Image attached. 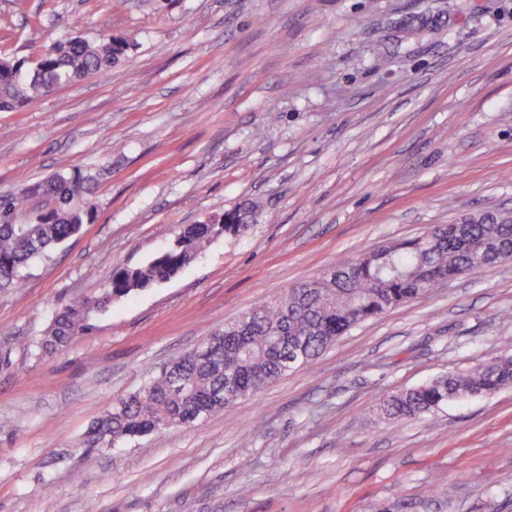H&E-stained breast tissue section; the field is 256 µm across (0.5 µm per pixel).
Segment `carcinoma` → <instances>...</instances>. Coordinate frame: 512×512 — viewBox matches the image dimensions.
Returning <instances> with one entry per match:
<instances>
[{"label":"carcinoma","instance_id":"obj_1","mask_svg":"<svg viewBox=\"0 0 512 512\" xmlns=\"http://www.w3.org/2000/svg\"><path fill=\"white\" fill-rule=\"evenodd\" d=\"M136 43L125 37L76 39L49 47L31 68L21 59L0 57V111L31 106L56 88L106 70L124 60ZM96 180L80 170L55 173L17 193H0V290L22 287L24 269L76 235L91 217L87 197ZM255 220L252 206H239L205 224L183 227L174 243L151 261L112 273L103 293L63 308L46 336L42 352L65 347L89 329L102 305L168 280L189 265L210 238L241 235ZM486 245L512 250V223L504 216H481L465 234L438 224L425 234L362 254L313 280L266 300L224 325V346L200 360L180 358L179 369L163 371L108 409L87 435L90 448H106L140 434L188 425L201 410L213 415L257 393L296 367L311 366L353 327L438 287V280L483 269L478 252ZM512 387V348L462 372L440 375L406 391L379 399L392 420H413L451 401L491 395Z\"/></svg>","mask_w":512,"mask_h":512}]
</instances>
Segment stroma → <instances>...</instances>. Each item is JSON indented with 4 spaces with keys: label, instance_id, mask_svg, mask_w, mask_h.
<instances>
[{
    "label": "stroma",
    "instance_id": "obj_1",
    "mask_svg": "<svg viewBox=\"0 0 512 512\" xmlns=\"http://www.w3.org/2000/svg\"><path fill=\"white\" fill-rule=\"evenodd\" d=\"M130 58L0 112V191L99 172L93 216L0 291V512H512V387L406 421L379 397L512 345V263L351 329L190 426L85 447L106 409L293 284L512 209V0H0V55L98 34ZM245 201L175 278L38 341L186 224Z\"/></svg>",
    "mask_w": 512,
    "mask_h": 512
}]
</instances>
